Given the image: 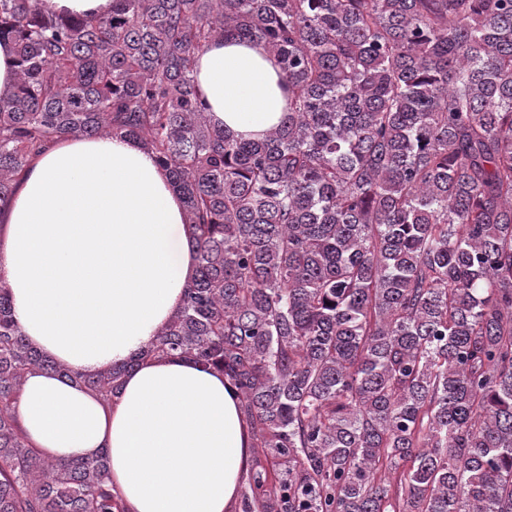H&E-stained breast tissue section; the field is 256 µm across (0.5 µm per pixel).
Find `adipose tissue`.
<instances>
[{
    "mask_svg": "<svg viewBox=\"0 0 512 512\" xmlns=\"http://www.w3.org/2000/svg\"><path fill=\"white\" fill-rule=\"evenodd\" d=\"M194 76L207 112L235 135L262 136L283 116L288 89L263 45L212 41ZM195 271L182 197L153 154L127 138L57 141L0 211V273L15 316L33 347L79 373L148 345ZM16 411L44 456L106 455L126 512H235L249 434L231 382L190 358L143 360L108 405L33 372Z\"/></svg>",
    "mask_w": 512,
    "mask_h": 512,
    "instance_id": "adipose-tissue-1",
    "label": "adipose tissue"
}]
</instances>
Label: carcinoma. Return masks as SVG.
<instances>
[{
	"instance_id": "1",
	"label": "carcinoma",
	"mask_w": 512,
	"mask_h": 512,
	"mask_svg": "<svg viewBox=\"0 0 512 512\" xmlns=\"http://www.w3.org/2000/svg\"><path fill=\"white\" fill-rule=\"evenodd\" d=\"M0 0V208L61 137L150 150L196 273L129 361L32 347L0 276V512H125L106 457L28 444L15 403L54 372L103 402L140 361L224 373L251 440L239 512H512V0ZM257 42L280 123L236 138L199 103L211 41ZM40 4L49 12L78 16H102L112 11V0H40ZM15 53L9 42L0 44V99L11 97L15 85Z\"/></svg>"
}]
</instances>
